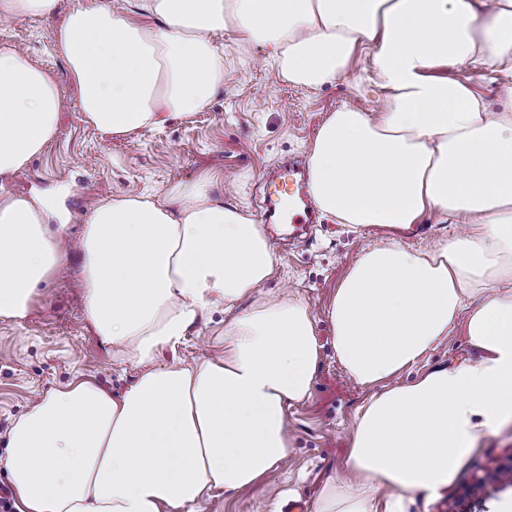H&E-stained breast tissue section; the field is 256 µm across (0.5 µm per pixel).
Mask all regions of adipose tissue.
I'll use <instances>...</instances> for the list:
<instances>
[{
    "label": "adipose tissue",
    "mask_w": 512,
    "mask_h": 512,
    "mask_svg": "<svg viewBox=\"0 0 512 512\" xmlns=\"http://www.w3.org/2000/svg\"><path fill=\"white\" fill-rule=\"evenodd\" d=\"M112 0L72 10L51 41L86 122L119 137L204 108L224 83L214 43L262 44L288 82L319 88L374 49L379 110L345 106L309 147V193L332 221L401 232L428 215L466 232L425 250H362L332 298L333 347L349 376L379 386L358 410L343 477L316 512H392L380 494L449 488L478 441L512 421V102L488 109L465 65L512 64V0ZM56 79L0 48V176L23 171L58 129ZM201 174L165 199L121 196L92 210L79 241L84 314L136 372L115 396L92 377L46 393L0 457L18 512H198L213 492L257 484L288 455L286 410L311 395L315 320L296 298L260 295L272 242ZM40 204L0 193V319L28 317L62 268ZM250 300L248 310L234 307ZM221 307L224 355L159 366ZM474 362L393 385L456 325Z\"/></svg>",
    "instance_id": "ef3b65f1"
}]
</instances>
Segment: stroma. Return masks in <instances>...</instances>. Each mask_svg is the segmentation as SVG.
I'll return each mask as SVG.
<instances>
[{"instance_id":"obj_1","label":"stroma","mask_w":512,"mask_h":512,"mask_svg":"<svg viewBox=\"0 0 512 512\" xmlns=\"http://www.w3.org/2000/svg\"><path fill=\"white\" fill-rule=\"evenodd\" d=\"M53 27L40 18L0 20V47L24 50L35 65L57 78L61 96L55 138L23 174L1 179L0 189L41 201L51 223L65 225L72 241L81 235L91 210L107 198H161L204 171L223 174L215 193L264 224L276 245L277 273L265 284L266 294L293 295L312 307L321 350L310 397L287 409L292 430L287 461L253 488L228 498L219 492L205 498L199 512H285L288 501L300 498L312 510L326 481L340 473L357 411L373 393L356 383L336 358L329 303L360 251L383 243L392 233L381 227L353 230L322 215L311 227L268 225L263 213L271 173L286 164H306L308 147L332 112L346 105H376L380 91L369 79L370 48L359 47L347 73L333 84L308 89L284 80L264 47L224 34L216 39L224 54V84L205 109L113 139L85 123L77 90L52 47ZM451 75L473 83L496 111L512 89V71L499 66H463ZM81 263L79 253L68 251V276L39 285L29 316L19 323L0 319V456L6 453L14 420L30 410L37 394L60 388L77 375L93 376L115 393L134 380L132 368L113 357L85 320L79 303ZM225 319L223 309L212 311L181 345L162 351L158 364L191 365L204 357H222L224 347L216 332ZM477 356L459 328L398 380L408 382L428 369ZM511 504L509 424L480 440L440 495L405 492L395 507L397 512H464L475 505L482 512H504Z\"/></svg>"}]
</instances>
